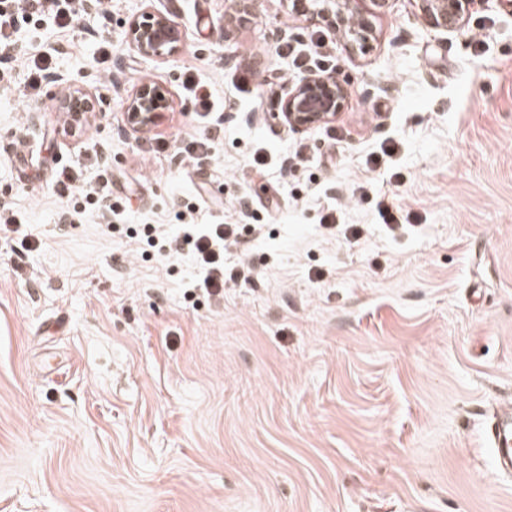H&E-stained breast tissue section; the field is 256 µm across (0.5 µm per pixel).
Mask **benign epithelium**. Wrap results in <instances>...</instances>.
<instances>
[{"label": "benign epithelium", "mask_w": 512, "mask_h": 512, "mask_svg": "<svg viewBox=\"0 0 512 512\" xmlns=\"http://www.w3.org/2000/svg\"><path fill=\"white\" fill-rule=\"evenodd\" d=\"M294 11L324 22L352 48L364 49L373 34L372 18L387 12L393 0H291ZM477 0H418L424 26L439 33L456 32L467 22ZM177 26L162 13L145 12L126 23L129 46L148 58H167L179 49ZM348 98L346 84L332 73L311 72L288 85L281 110L269 117L297 132L330 124L340 116ZM65 106L80 118L103 111L91 92L73 87ZM167 106L166 93L156 84L143 83L124 105L125 130L147 133Z\"/></svg>", "instance_id": "obj_1"}]
</instances>
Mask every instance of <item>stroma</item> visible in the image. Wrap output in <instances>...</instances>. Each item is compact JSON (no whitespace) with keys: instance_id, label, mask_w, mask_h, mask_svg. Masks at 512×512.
<instances>
[{"instance_id":"1","label":"stroma","mask_w":512,"mask_h":512,"mask_svg":"<svg viewBox=\"0 0 512 512\" xmlns=\"http://www.w3.org/2000/svg\"><path fill=\"white\" fill-rule=\"evenodd\" d=\"M71 2L75 29L20 24L0 68V214L20 223L0 234V512H512L486 434L512 409V0L447 35L394 0L364 54L289 0L229 25L226 0H112L107 21ZM151 10L181 34L163 60L123 28ZM49 53L106 103L82 136L52 84L27 98ZM312 68L348 101L296 133L269 114ZM144 81L169 104L133 135ZM72 166L89 189L108 170L112 221L52 187ZM220 223L240 227L220 296L139 236Z\"/></svg>"}]
</instances>
